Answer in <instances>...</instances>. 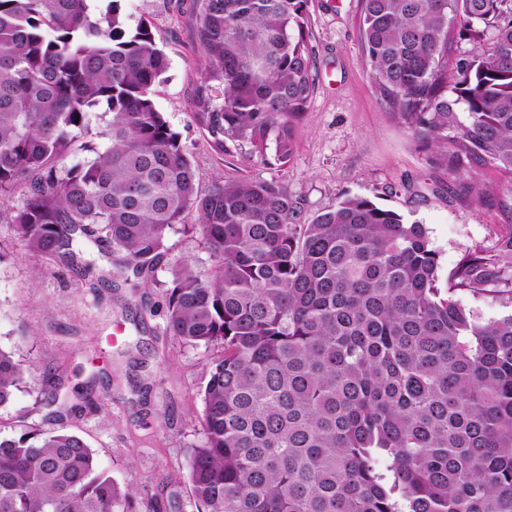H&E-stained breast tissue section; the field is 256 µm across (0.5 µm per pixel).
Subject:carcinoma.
I'll list each match as a JSON object with an SVG mask.
<instances>
[{
    "mask_svg": "<svg viewBox=\"0 0 512 512\" xmlns=\"http://www.w3.org/2000/svg\"><path fill=\"white\" fill-rule=\"evenodd\" d=\"M193 3V121L219 153L271 141L289 162L315 90L305 0ZM454 25L492 40L450 65ZM358 30L433 164L512 175V0H360ZM169 67L122 0L97 16L0 0V205L21 195L6 223L91 288L158 283L167 335L222 344L188 461L198 512H512V314L481 322L454 297H512V224L445 276L423 225L368 198L310 219L275 181L202 194L152 99ZM191 212L214 268L159 282ZM23 376L0 350V406ZM0 512L140 510L82 437L24 419L0 436Z\"/></svg>",
    "mask_w": 512,
    "mask_h": 512,
    "instance_id": "1",
    "label": "carcinoma"
}]
</instances>
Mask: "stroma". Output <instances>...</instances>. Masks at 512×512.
<instances>
[{
    "instance_id": "obj_1",
    "label": "stroma",
    "mask_w": 512,
    "mask_h": 512,
    "mask_svg": "<svg viewBox=\"0 0 512 512\" xmlns=\"http://www.w3.org/2000/svg\"><path fill=\"white\" fill-rule=\"evenodd\" d=\"M131 21L147 20L170 59L154 101L191 152L200 191L227 181L275 180L315 217L347 196H362L424 225L450 272L467 254L491 249L512 210V176L475 169L471 192L452 172L434 168L391 118L375 91L357 28L358 0H308L309 47L316 89L297 132L290 162L274 149L258 157L246 143L217 153L193 122L199 78L184 0H125ZM493 193L481 203L476 194ZM164 270L195 260L212 267L201 236L177 231L167 241ZM165 296L138 284L89 288L53 259L26 254L0 222V349L28 368L11 400L0 407V433L17 431L22 417L38 421L54 379L69 406L49 425L82 436L102 469L142 502L176 497L180 512H197L187 464L203 438L200 392L221 344L191 345L164 333ZM106 376L89 403L76 404L74 387Z\"/></svg>"
}]
</instances>
